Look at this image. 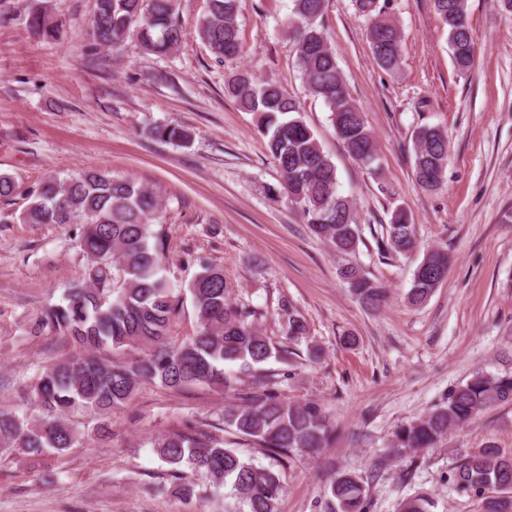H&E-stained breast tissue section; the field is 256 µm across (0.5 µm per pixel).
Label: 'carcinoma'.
<instances>
[{"label":"carcinoma","instance_id":"carcinoma-1","mask_svg":"<svg viewBox=\"0 0 512 512\" xmlns=\"http://www.w3.org/2000/svg\"><path fill=\"white\" fill-rule=\"evenodd\" d=\"M178 0H95L91 22L92 44L119 50L135 39L148 52L164 55L182 38ZM434 10L448 30L452 60L460 71L474 61V41L467 20L466 0H433ZM363 12L373 16L367 39L375 64L395 70L402 40L395 23L377 0H360ZM326 0H292L286 27L310 94L328 107L336 137L366 169L380 168L375 136L363 108L348 92L336 51L318 20ZM239 0H207V12L198 36L220 61L239 54L237 24ZM32 28L50 37L60 30L45 15L29 18ZM226 88L238 106L257 115V131L281 175L272 199L285 198L311 232L338 253L357 249L360 235L354 203L339 192L336 167L301 117L300 105L278 83L237 71ZM155 138L187 143L191 134L177 125H156ZM414 174L419 186L438 190L448 161V136L432 126L413 132ZM14 178L0 174V201L17 194ZM29 204L21 213L25 224H55L75 229L74 237L89 265L85 278L72 285L63 302L47 308L34 330L70 339L74 352L44 367L31 385L38 414L33 417L0 412V447L18 449L30 457L50 451L62 453L77 442L70 420L76 410L106 415L130 404L142 382L183 390L206 386L234 401L220 411L223 435L214 425L198 421L158 435L156 455L170 466L178 480L176 494L190 500L203 492L184 474L188 469L209 475L229 488L224 512H278L285 491L282 474L255 466L238 449L248 444L275 457L287 467L297 452H317L328 446L332 423L316 400L288 402L262 364L286 358L282 342L265 335L258 312L232 300L235 285L224 269L204 262L187 286L173 285L165 275V245L152 225L161 210L160 191L129 178H116L105 169H88L57 180L47 178L28 191ZM383 250L407 253L418 246L415 225L398 208L385 225ZM448 252L428 248L414 271L407 301L424 304L446 279ZM339 276L356 301L368 310L385 302L387 289L354 265L340 268ZM191 305L196 331L177 336L176 328ZM278 316L285 339L297 342L309 335L308 324L287 297L278 300ZM140 349L143 355L127 362L115 355ZM266 380L264 388L241 392L242 375ZM512 403V373L475 372L466 382L448 390L429 413L401 425L394 447L433 448L454 428L474 423L485 409ZM448 483L482 501V512H512V455L489 445L460 459L448 473ZM331 512H367L362 478L336 475L329 485ZM433 500L415 496L400 512H431Z\"/></svg>","mask_w":512,"mask_h":512}]
</instances>
